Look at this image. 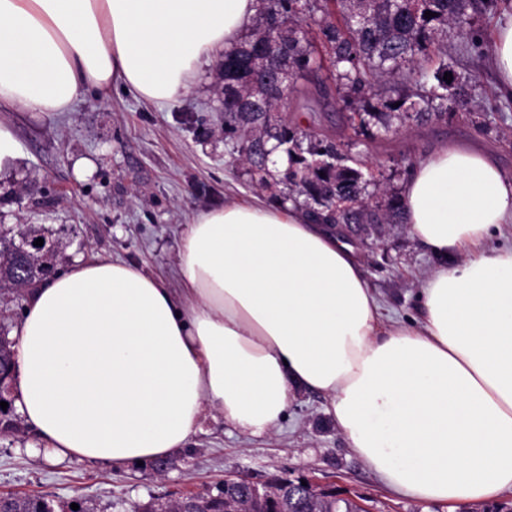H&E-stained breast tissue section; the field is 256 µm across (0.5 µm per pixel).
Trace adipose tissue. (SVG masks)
Returning <instances> with one entry per match:
<instances>
[{
	"mask_svg": "<svg viewBox=\"0 0 512 512\" xmlns=\"http://www.w3.org/2000/svg\"><path fill=\"white\" fill-rule=\"evenodd\" d=\"M257 0H0V174L21 145L11 112L73 111L121 83L167 103L233 46ZM493 66L512 97V19ZM412 239L439 259L421 319L385 320L354 248L293 208L197 214L162 279L76 260L28 289L13 333V403L59 458L134 464L184 447L206 413L274 431L294 389L328 399L349 448L392 489L461 505L512 492V176L476 143L417 164Z\"/></svg>",
	"mask_w": 512,
	"mask_h": 512,
	"instance_id": "ef3b65f1",
	"label": "adipose tissue"
}]
</instances>
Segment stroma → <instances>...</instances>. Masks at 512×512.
<instances>
[{
	"label": "stroma",
	"instance_id": "obj_1",
	"mask_svg": "<svg viewBox=\"0 0 512 512\" xmlns=\"http://www.w3.org/2000/svg\"><path fill=\"white\" fill-rule=\"evenodd\" d=\"M214 66L165 106L115 85L85 93L74 111L53 117L12 113L22 145L16 169L0 175V224L52 230L63 249L54 272L74 259L101 258L137 265L179 289L178 242L192 218L229 201L273 204L285 188L253 189L238 162L236 141L224 137V112L214 91ZM478 132L461 113L415 130L400 129L367 144L356 137L348 153L365 156L369 173L404 191L407 165L436 144L480 142L512 174V112L489 113ZM365 279L387 314L406 326L420 320L422 275L436 265L404 224L354 235ZM324 395L295 391L285 418L268 435L252 437L210 413L186 446L158 463L112 465L37 452L38 436L15 407L0 412L15 431L0 438V494L44 497L54 505L80 501L93 512H137L154 501L218 494L225 478L255 483L304 478L354 499L365 512H480L479 505L432 503L395 492L348 448Z\"/></svg>",
	"mask_w": 512,
	"mask_h": 512
}]
</instances>
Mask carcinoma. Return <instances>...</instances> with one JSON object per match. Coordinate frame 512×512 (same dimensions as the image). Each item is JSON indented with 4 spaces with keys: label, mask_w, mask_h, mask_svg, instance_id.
<instances>
[{
    "label": "carcinoma",
    "mask_w": 512,
    "mask_h": 512,
    "mask_svg": "<svg viewBox=\"0 0 512 512\" xmlns=\"http://www.w3.org/2000/svg\"><path fill=\"white\" fill-rule=\"evenodd\" d=\"M512 0H422L409 10L401 0H369L368 17L358 20V0H257L254 23L217 63L215 88L223 96L224 137L239 144V161L260 188L288 185L279 202L304 210L318 224H401L402 198L380 182L368 180L360 159L350 160L330 134L308 131L273 114L291 100L315 94L352 113L359 132L374 142L394 122L421 128L436 123L448 111L473 118L479 112L512 110V98L490 97L479 79L448 67V39L454 49L491 57L483 32L471 25L473 13L495 15ZM435 16L427 18L425 12ZM271 55L288 63L293 75L288 95L267 97L258 122L237 112L236 99L253 87L250 54ZM452 81L444 80L445 73ZM269 137V148L283 152L285 170L273 171L253 155L254 141ZM336 156V168L320 172L311 167L312 154ZM17 228L0 226V290L15 291L28 278L49 272L41 260L24 269L15 252ZM235 497L245 512H351L344 498H331L315 489L293 486L265 498L240 484Z\"/></svg>",
    "instance_id": "1"
}]
</instances>
